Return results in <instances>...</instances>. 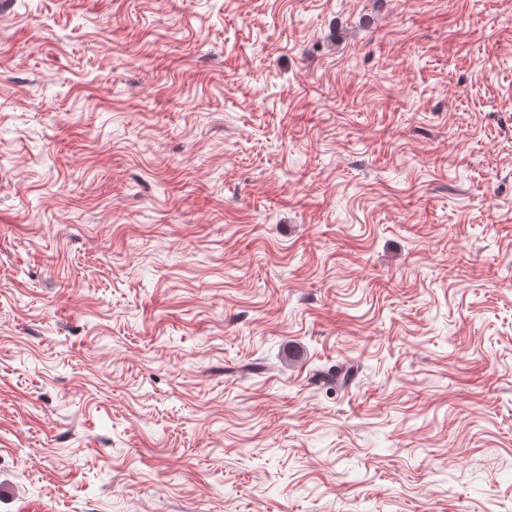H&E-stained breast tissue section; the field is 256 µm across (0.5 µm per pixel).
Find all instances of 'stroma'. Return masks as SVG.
<instances>
[{"label": "stroma", "mask_w": 512, "mask_h": 512, "mask_svg": "<svg viewBox=\"0 0 512 512\" xmlns=\"http://www.w3.org/2000/svg\"><path fill=\"white\" fill-rule=\"evenodd\" d=\"M0 512H512V0H0Z\"/></svg>", "instance_id": "stroma-1"}]
</instances>
